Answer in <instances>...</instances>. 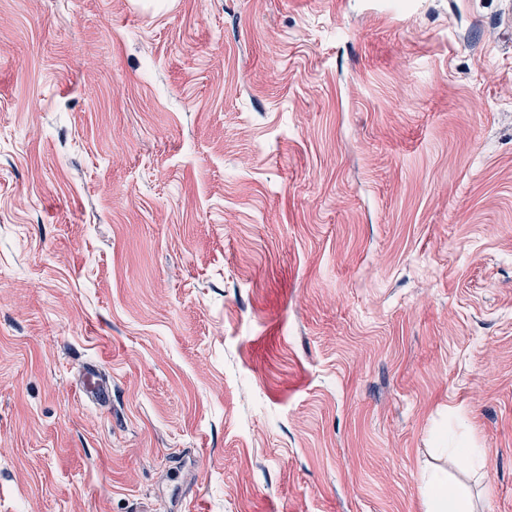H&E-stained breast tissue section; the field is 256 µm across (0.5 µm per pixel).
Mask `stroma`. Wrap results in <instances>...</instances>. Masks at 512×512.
<instances>
[{
    "label": "stroma",
    "instance_id": "35a3bbf8",
    "mask_svg": "<svg viewBox=\"0 0 512 512\" xmlns=\"http://www.w3.org/2000/svg\"><path fill=\"white\" fill-rule=\"evenodd\" d=\"M433 467L512 512V0H0V512ZM82 391L88 398L99 403H106L110 400V388L95 367L85 371L82 380ZM446 453H450L457 461H461L472 471H480L484 468L487 449L474 448L470 445H461L458 448H446Z\"/></svg>",
    "mask_w": 512,
    "mask_h": 512
}]
</instances>
